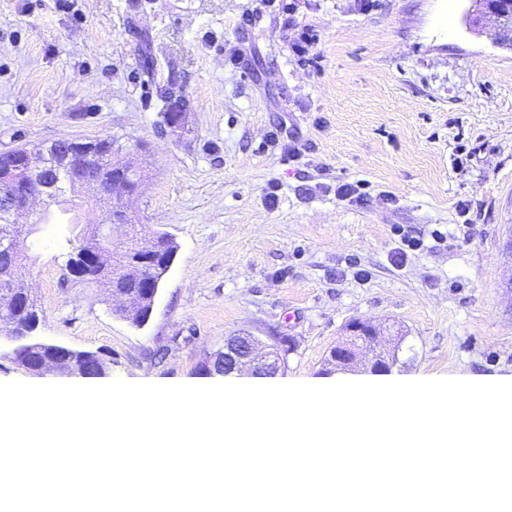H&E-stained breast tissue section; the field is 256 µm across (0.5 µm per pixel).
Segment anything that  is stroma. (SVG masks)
Segmentation results:
<instances>
[{
	"label": "stroma",
	"mask_w": 512,
	"mask_h": 512,
	"mask_svg": "<svg viewBox=\"0 0 512 512\" xmlns=\"http://www.w3.org/2000/svg\"><path fill=\"white\" fill-rule=\"evenodd\" d=\"M472 0H0V151L112 137L129 203L177 244L149 319L20 243L41 340L106 376L204 375L227 337H287L276 376L339 374L349 321L403 334L393 373L512 375V41ZM156 84L186 100L161 125ZM356 191L342 197V185Z\"/></svg>",
	"instance_id": "1"
}]
</instances>
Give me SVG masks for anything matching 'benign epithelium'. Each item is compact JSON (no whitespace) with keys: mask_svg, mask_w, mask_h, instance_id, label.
<instances>
[{"mask_svg":"<svg viewBox=\"0 0 512 512\" xmlns=\"http://www.w3.org/2000/svg\"><path fill=\"white\" fill-rule=\"evenodd\" d=\"M485 13L492 15L498 24L512 25V0H473ZM62 152L58 160H51L49 147L41 142H33L16 151L0 152V193L3 194V206L0 207V223L12 224L13 217L28 210L32 201L39 200L43 210L47 211L57 199L72 192L77 187H94L100 192V198L112 200V190L122 189L127 196L136 194L141 178V170L130 158L112 160L107 148L100 147L95 141L90 145L69 148L71 140L60 139ZM113 163L119 174L112 179V184L101 183L92 169L103 163ZM63 171L57 179L50 180L49 173L57 165ZM133 223L128 210L124 207L112 209V221L105 226V234L112 241L122 243V249L111 252L107 249L91 255L92 267L106 268L118 262L123 271L134 268L129 263V256L138 253L151 257L161 252L159 236H138L131 238L127 225ZM30 302L32 299L26 281L19 278V269L0 270V303L5 306H17L20 299ZM112 300L127 312L135 311L140 303L135 292L112 290ZM38 324L20 325L8 331L6 340L16 344L15 350L39 349L49 347L69 358L83 356V352L57 343L41 342L34 339ZM348 335L332 351V357L338 367L354 369L361 365H370L375 369L394 352V348L382 344L385 339L384 329L369 322L354 319L347 324ZM285 340L281 336H270L263 341L250 334L232 336L224 343V349L211 357L213 370L229 374L243 367L261 364L266 369L276 368Z\"/></svg>","mask_w":512,"mask_h":512,"instance_id":"obj_1","label":"benign epithelium"}]
</instances>
